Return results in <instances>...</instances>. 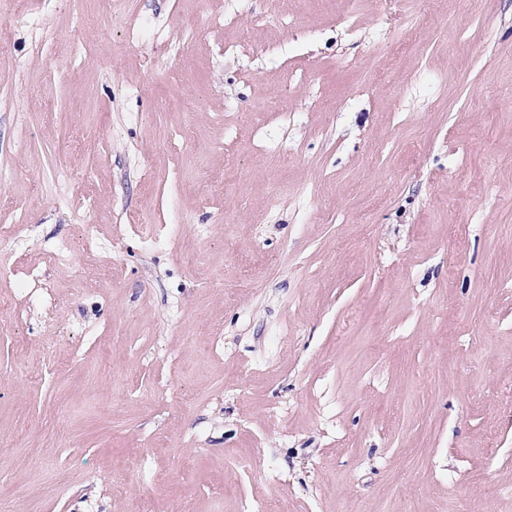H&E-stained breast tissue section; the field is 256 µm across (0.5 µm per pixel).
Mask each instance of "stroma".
Returning <instances> with one entry per match:
<instances>
[{
	"instance_id": "stroma-1",
	"label": "stroma",
	"mask_w": 512,
	"mask_h": 512,
	"mask_svg": "<svg viewBox=\"0 0 512 512\" xmlns=\"http://www.w3.org/2000/svg\"><path fill=\"white\" fill-rule=\"evenodd\" d=\"M28 2L7 512H512V0Z\"/></svg>"
}]
</instances>
